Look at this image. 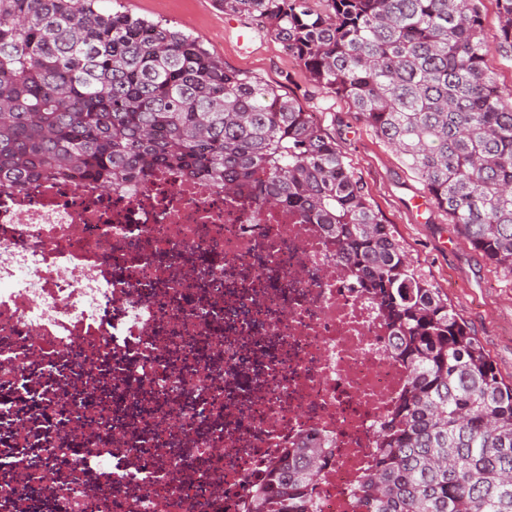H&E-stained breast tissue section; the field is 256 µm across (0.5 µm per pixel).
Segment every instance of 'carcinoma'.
<instances>
[{"instance_id":"1","label":"carcinoma","mask_w":512,"mask_h":512,"mask_svg":"<svg viewBox=\"0 0 512 512\" xmlns=\"http://www.w3.org/2000/svg\"><path fill=\"white\" fill-rule=\"evenodd\" d=\"M97 0H0V186L94 180L110 192L158 170L233 195L260 183L336 239L385 313L407 388L354 489L360 512H512V384L413 264L336 143L278 90L196 38ZM265 24L312 79L347 99L430 200L512 273V91L483 53L480 0H220ZM512 49V0H496ZM334 442L285 449L246 512H314Z\"/></svg>"}]
</instances>
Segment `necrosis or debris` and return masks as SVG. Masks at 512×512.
<instances>
[{"label": "necrosis or debris", "instance_id": "4bbe7bcc", "mask_svg": "<svg viewBox=\"0 0 512 512\" xmlns=\"http://www.w3.org/2000/svg\"><path fill=\"white\" fill-rule=\"evenodd\" d=\"M336 253L251 186H0V512H242L313 434L314 512H355L406 372Z\"/></svg>", "mask_w": 512, "mask_h": 512}]
</instances>
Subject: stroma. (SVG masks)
Returning a JSON list of instances; mask_svg holds the SVG:
<instances>
[{"mask_svg":"<svg viewBox=\"0 0 512 512\" xmlns=\"http://www.w3.org/2000/svg\"><path fill=\"white\" fill-rule=\"evenodd\" d=\"M133 17L166 21L190 34L225 67L280 90L310 112L360 176L374 209L477 336L504 381L512 382V274L460 235L448 215L424 199L422 182L360 118L351 104L316 84L302 63L244 14L219 0H122ZM484 53L497 84L512 90V58L497 39L496 0H482Z\"/></svg>","mask_w":512,"mask_h":512,"instance_id":"35a3bbf8","label":"stroma"}]
</instances>
